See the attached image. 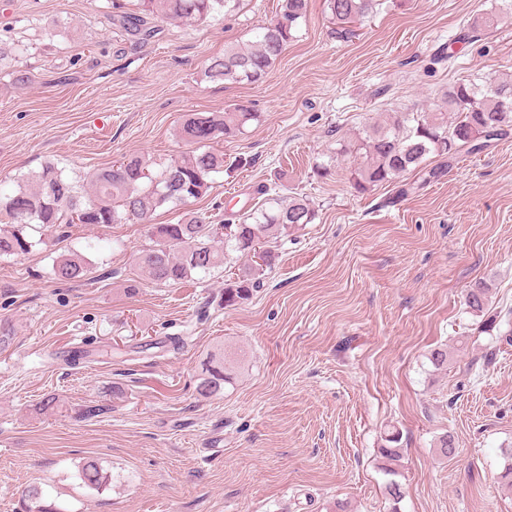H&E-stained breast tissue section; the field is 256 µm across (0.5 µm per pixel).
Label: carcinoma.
<instances>
[{
  "label": "carcinoma",
  "mask_w": 512,
  "mask_h": 512,
  "mask_svg": "<svg viewBox=\"0 0 512 512\" xmlns=\"http://www.w3.org/2000/svg\"><path fill=\"white\" fill-rule=\"evenodd\" d=\"M138 12L125 17L135 34L150 32L148 19L161 16L173 21L192 22L228 15L240 0H136ZM387 0H324L325 11L336 28L335 37L347 41L356 28L381 10ZM308 0H281L279 12L258 27L248 45L230 44L224 55L213 58L205 68L210 82L255 83L262 80L293 39L306 19ZM259 119L256 112L236 105L223 112L193 114L180 128L182 139L196 145L191 154L175 160L153 176L145 160L129 156L96 172L86 191L67 178L52 163L16 181L8 192L0 191V259L26 255L43 242V237L72 224H126L146 222L159 209L184 206L209 192L211 176L224 171V154L211 143L245 133ZM512 127V80H470L443 91L440 104L423 112H402L384 125H372L352 146L342 145L328 156L319 169L328 175L338 156L355 152L362 161L351 170L354 189L365 192L373 186L392 183L406 173L421 168L430 156L440 163L427 170L430 178L441 177L448 161L461 152L472 153L507 133ZM262 185L257 193L265 196L260 205L224 225L219 233L214 225L192 211L182 213L175 224H155L151 244L139 250L136 263L157 285L184 282L192 274L205 276L239 262L237 281L224 287V305L233 306L253 294L266 272L278 260L275 243L301 224H310L315 211L302 197L283 200L269 194ZM90 272L85 257L72 252L55 261L51 275L56 280H75ZM489 287L480 282L466 295L470 311L486 310ZM232 366L223 351L211 354L202 369L197 392L212 397L233 383ZM83 486L102 493L112 489V472L98 462H85L78 470ZM34 512H64L46 503L40 488L27 490Z\"/></svg>",
  "instance_id": "obj_1"
}]
</instances>
